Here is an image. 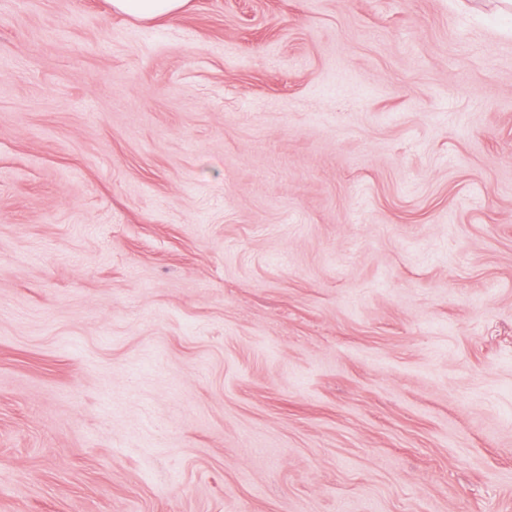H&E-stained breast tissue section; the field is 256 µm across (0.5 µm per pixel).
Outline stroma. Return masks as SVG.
<instances>
[{
    "label": "stroma",
    "mask_w": 512,
    "mask_h": 512,
    "mask_svg": "<svg viewBox=\"0 0 512 512\" xmlns=\"http://www.w3.org/2000/svg\"><path fill=\"white\" fill-rule=\"evenodd\" d=\"M0 512H512V0H0ZM112 10L140 21L153 22L183 11L189 0H113Z\"/></svg>",
    "instance_id": "obj_1"
}]
</instances>
